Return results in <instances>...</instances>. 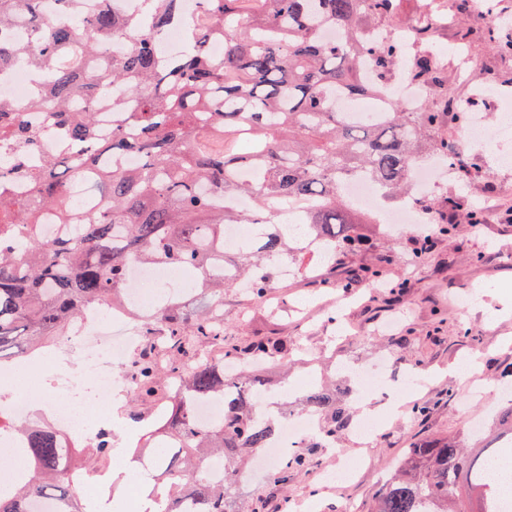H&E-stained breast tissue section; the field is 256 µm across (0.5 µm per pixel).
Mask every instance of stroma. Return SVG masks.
I'll return each instance as SVG.
<instances>
[{
  "label": "stroma",
  "mask_w": 512,
  "mask_h": 512,
  "mask_svg": "<svg viewBox=\"0 0 512 512\" xmlns=\"http://www.w3.org/2000/svg\"><path fill=\"white\" fill-rule=\"evenodd\" d=\"M436 31L433 45L441 58H449L469 31L467 41L479 72H493L504 81L489 88L485 81L467 75H449L448 92L485 105L488 97L512 100V58L501 57L481 38L485 18L451 7L431 18ZM512 153V139L491 138L479 149L480 173L469 179L454 178L443 195L434 197L437 210H445V198L454 195L478 209L480 225L457 223L449 236H437L422 259H414L410 240L421 231L412 225L397 237L384 233L382 225H365L371 239L363 250L329 264L317 255L304 259L302 268L273 282L272 301H247L242 291L224 295V338L243 346L258 337L288 336L296 341L289 359L269 358L264 371L270 388L280 391L308 373L343 380L358 366L387 360L386 377L402 385L415 374L425 384L414 395L415 403L428 406L426 417L411 409L384 421L380 436L364 444L353 429L336 437V445L371 459L372 468L348 492H320V470L336 465L333 452L317 449L307 470L274 480L257 473L238 489L240 512L261 505L262 512H309L312 497H319V512H370L388 478L392 463L412 441L422 437L465 435L469 419L486 420L499 411L495 383L504 365L512 363V194L496 192L501 175L497 155ZM383 266L380 287L343 291L349 270ZM472 297L468 311H461L457 297ZM479 360L477 380L483 392L470 398L469 383L455 372L467 356ZM130 402L112 414V446L117 455L133 452L145 430L156 418L151 405L140 406L144 419L140 430L126 426Z\"/></svg>",
  "instance_id": "1"
}]
</instances>
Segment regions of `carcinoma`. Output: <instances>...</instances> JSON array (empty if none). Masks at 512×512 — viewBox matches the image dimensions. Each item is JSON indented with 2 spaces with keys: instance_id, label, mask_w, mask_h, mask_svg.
Instances as JSON below:
<instances>
[{
  "instance_id": "carcinoma-1",
  "label": "carcinoma",
  "mask_w": 512,
  "mask_h": 512,
  "mask_svg": "<svg viewBox=\"0 0 512 512\" xmlns=\"http://www.w3.org/2000/svg\"><path fill=\"white\" fill-rule=\"evenodd\" d=\"M42 2L0 0V29L20 17L29 30L22 44L0 41V69L28 56L39 87L21 105L0 99V150L15 149L0 157V360L29 342L49 346L98 310L125 307L132 263L194 274L193 291L209 295V305L189 310L168 300L146 314L145 331L164 357L156 361L146 349L129 365L139 381L135 404L151 401L161 382L183 379L175 409L147 433L152 451L139 463L168 476L171 491L158 512H238L240 466L277 426L251 401L267 391L257 369L242 372L236 386L207 359L205 347L224 348V323L214 320L213 304L241 280L250 281L253 298H265L276 264L306 252L281 231L284 208L307 205L301 225L329 259L362 241L342 193L346 181L367 176L386 198H404L419 157L459 158L441 134L436 104L408 112L393 103L355 118L336 111V99L369 94L366 62L385 78L411 54L413 81L446 85L433 51L416 52L431 42L432 26L426 19L416 24L407 46L389 35L397 0H200V13L185 25V47L164 56L154 34L176 24L179 0H141L139 14L122 11L120 0H56L57 22L46 19ZM365 26L379 37L364 39ZM336 29L344 40L327 37ZM487 34L496 52L512 56V31L492 26ZM119 38L124 50L104 57L101 46ZM216 38L224 41L221 58L210 51ZM107 84L125 88L123 100L112 101L109 126L96 112ZM442 101L448 121L467 120L470 105L446 95ZM44 111L68 150L37 162L41 131L30 116ZM127 153L137 154L136 167L119 163ZM106 155L110 168L100 165ZM15 179L27 184V195L10 196ZM75 179L103 188L107 199L73 198ZM228 196L248 197L253 206L230 208ZM51 221L63 230L46 236ZM227 224L260 226L259 237L232 259L224 252ZM354 275L355 286L364 287L384 271L369 267ZM292 346L288 337L257 339L225 354L262 359ZM211 397L224 401V416L200 423L195 403ZM305 410L322 419L321 436L291 452L283 474L303 472L311 449L336 440L350 422L324 390L307 392ZM489 429L512 446V404ZM19 440L28 467L10 489H0V512H30L41 498L56 500L59 512H85L71 478L78 456L55 429L27 425ZM503 455L462 439L420 440L405 450L373 512H462L466 488L480 492L479 512H500ZM209 460L223 463L220 475L205 468Z\"/></svg>"
}]
</instances>
